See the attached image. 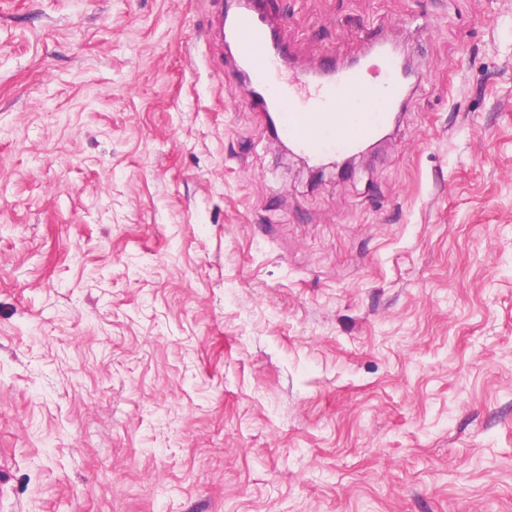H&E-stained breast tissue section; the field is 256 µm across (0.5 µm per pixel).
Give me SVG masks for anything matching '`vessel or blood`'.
I'll return each instance as SVG.
<instances>
[{"label":"vessel or blood","instance_id":"vessel-or-blood-1","mask_svg":"<svg viewBox=\"0 0 512 512\" xmlns=\"http://www.w3.org/2000/svg\"><path fill=\"white\" fill-rule=\"evenodd\" d=\"M232 32L235 62L248 73L237 91L261 89L266 106L277 114L276 136L310 161L350 154L373 140L406 98L399 64L385 48L374 51L379 81L371 86L359 66L328 64L318 77L289 72L285 57L271 53L270 31L258 12H235Z\"/></svg>","mask_w":512,"mask_h":512}]
</instances>
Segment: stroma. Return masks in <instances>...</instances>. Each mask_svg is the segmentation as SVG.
<instances>
[{
    "instance_id": "stroma-1",
    "label": "stroma",
    "mask_w": 512,
    "mask_h": 512,
    "mask_svg": "<svg viewBox=\"0 0 512 512\" xmlns=\"http://www.w3.org/2000/svg\"><path fill=\"white\" fill-rule=\"evenodd\" d=\"M233 0H0V512H512V0H265L417 77L349 176Z\"/></svg>"
}]
</instances>
